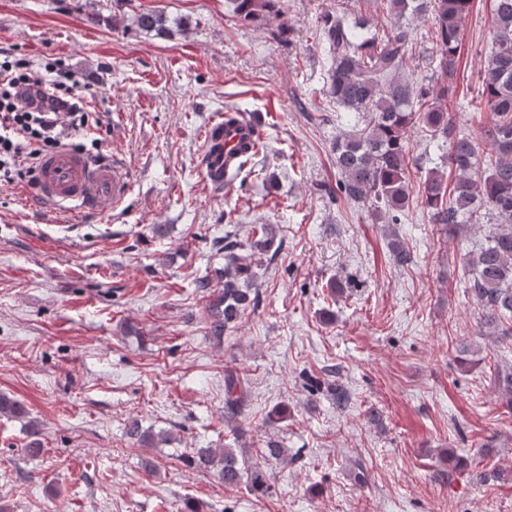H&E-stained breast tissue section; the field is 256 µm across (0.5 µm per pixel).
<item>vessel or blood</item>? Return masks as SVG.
Listing matches in <instances>:
<instances>
[{"instance_id":"b4317fda","label":"vessel or blood","mask_w":512,"mask_h":512,"mask_svg":"<svg viewBox=\"0 0 512 512\" xmlns=\"http://www.w3.org/2000/svg\"><path fill=\"white\" fill-rule=\"evenodd\" d=\"M255 123L235 112H225L207 132V181L232 186L244 157L258 146ZM37 194L55 210L69 215L95 213L118 206L130 190L120 165L91 163L66 148L45 156L39 163Z\"/></svg>"}]
</instances>
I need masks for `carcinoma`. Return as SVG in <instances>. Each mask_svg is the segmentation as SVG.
Instances as JSON below:
<instances>
[{
    "label": "carcinoma",
    "mask_w": 512,
    "mask_h": 512,
    "mask_svg": "<svg viewBox=\"0 0 512 512\" xmlns=\"http://www.w3.org/2000/svg\"><path fill=\"white\" fill-rule=\"evenodd\" d=\"M391 23L377 29L368 14L351 16L346 10H325L318 17L320 43L330 59L323 77L330 102L336 104L337 121L347 112L357 119L352 130L336 138L332 152L340 174L337 191L356 203L372 201L376 219L397 224L410 204V179L417 161L410 154L408 136L421 126L437 147L439 159L454 173L448 183L436 168L427 171L419 187L430 223L448 231L452 224H479L486 215L496 217L486 243L473 259L475 276L471 292L491 310L490 320L512 319V0H493V47L481 70L479 104L492 113L491 152L480 155L471 137L450 121L449 97L459 77L458 63L465 45L461 31L472 0H384ZM232 16L240 22L264 21L280 0H228ZM432 18L431 38L436 51L426 67L437 75L434 84L420 85L409 78L416 61L411 23ZM134 24L145 34L167 37L165 15L143 10ZM242 245L224 236V269L217 272L221 288L210 300L212 336L220 339L249 309L260 302L255 274ZM224 405L235 418L248 399L243 378L233 369L224 371ZM22 403L0 394V416L21 417ZM127 434L150 447L155 436L128 423ZM192 466L210 473L227 487L247 482L251 490L269 489L266 472L243 467L231 448H195Z\"/></svg>",
    "instance_id": "cac0c4a2"
}]
</instances>
